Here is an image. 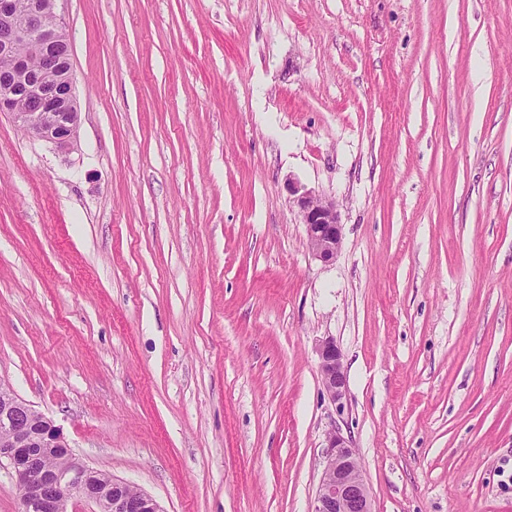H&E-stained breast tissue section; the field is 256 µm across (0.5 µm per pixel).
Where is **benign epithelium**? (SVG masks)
Wrapping results in <instances>:
<instances>
[{"mask_svg":"<svg viewBox=\"0 0 512 512\" xmlns=\"http://www.w3.org/2000/svg\"><path fill=\"white\" fill-rule=\"evenodd\" d=\"M55 2L29 0L27 15L22 18L16 0H0V29L11 34V40L0 44V57L9 61L12 75L0 83V112L11 114L32 136L60 150H70L77 145L79 112L70 42ZM46 10L53 17L49 25L42 23ZM19 45L33 54L47 47L60 48L64 50V65L34 77L29 56L16 51ZM23 97L38 100L39 109L21 110L19 100ZM288 192L305 224L313 257L324 263L335 259L342 245L336 203L294 182L288 183ZM317 353L325 394L342 415L347 403V377L341 350L326 338L318 344ZM0 429L6 432L0 439V463L7 462L14 473L22 512H67L75 495L91 503L92 512H163L151 495L133 490L125 481L84 462L53 421L11 389L0 402ZM49 454L56 457L53 465L44 463ZM313 512H373L357 452L339 428L327 439Z\"/></svg>","mask_w":512,"mask_h":512,"instance_id":"obj_1","label":"benign epithelium"}]
</instances>
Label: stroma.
Instances as JSON below:
<instances>
[{"instance_id": "obj_1", "label": "stroma", "mask_w": 512, "mask_h": 512, "mask_svg": "<svg viewBox=\"0 0 512 512\" xmlns=\"http://www.w3.org/2000/svg\"><path fill=\"white\" fill-rule=\"evenodd\" d=\"M57 12L78 147L0 112V380L163 512H312L336 428L373 512H512V0ZM292 203L305 224L308 247L316 260L328 263L342 245V224L336 203L318 197L313 191L289 182ZM317 353L325 394L336 412L344 414L348 390L341 350L333 340L326 338L318 344Z\"/></svg>"}]
</instances>
